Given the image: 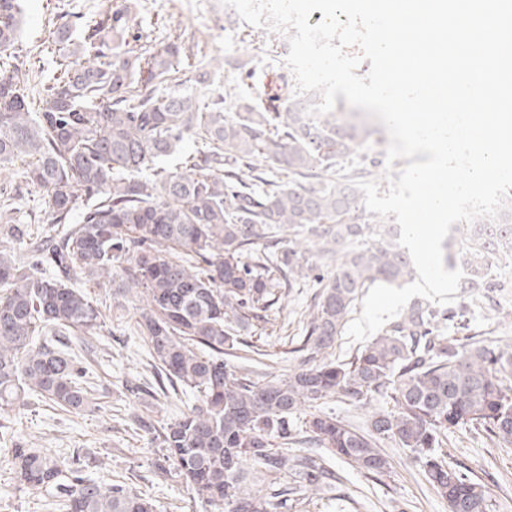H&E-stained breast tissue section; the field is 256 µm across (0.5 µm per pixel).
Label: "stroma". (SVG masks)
<instances>
[{"instance_id":"stroma-1","label":"stroma","mask_w":512,"mask_h":512,"mask_svg":"<svg viewBox=\"0 0 512 512\" xmlns=\"http://www.w3.org/2000/svg\"><path fill=\"white\" fill-rule=\"evenodd\" d=\"M63 0H27L21 48L37 62L38 83L50 81L55 63L46 51L55 37L47 20ZM138 18L154 47L171 36L182 35L187 48L199 62L185 75V87L202 99L224 95L227 81L218 78L223 60H249L252 76L242 91L250 97L264 94L287 72L279 47L286 40L278 34L251 28L234 9L213 8L210 0H137ZM505 288L498 297V310L472 308L470 330L512 346V265L502 267ZM77 287L99 304H111L112 322L89 335L93 351L88 360L97 381L95 405L91 410L64 414L51 403L30 398L27 405L0 412V512H52L51 492L15 487L7 452V439L23 441L56 457L80 456L87 463V475L102 486L124 482L132 492L154 501L157 512H218L203 507L195 490L174 475L159 476L155 463L162 456L157 440L139 429L136 419L144 417L166 422L187 413L195 402L191 391L170 389L130 402L127 386L155 383L147 345L136 327V304L126 299L111 303L108 291L96 282L76 278ZM317 293L312 284L292 289L282 296L266 322L252 328L246 344L232 363L265 378L286 374L304 359L298 348ZM391 470L375 478L344 460L331 457L327 464L336 475L335 487L312 501L292 503L282 512H448L442 499L426 480L410 452L396 442L380 443ZM440 452L452 466L471 468L475 479L485 485L493 503L492 512L512 501V446L492 443L474 425L448 429L441 437Z\"/></svg>"}]
</instances>
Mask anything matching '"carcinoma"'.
Segmentation results:
<instances>
[{
    "instance_id": "1",
    "label": "carcinoma",
    "mask_w": 512,
    "mask_h": 512,
    "mask_svg": "<svg viewBox=\"0 0 512 512\" xmlns=\"http://www.w3.org/2000/svg\"><path fill=\"white\" fill-rule=\"evenodd\" d=\"M24 9L0 0V166L32 158L20 178L45 202L43 234L22 254L7 250L3 238L21 241L26 229L13 182L0 184V411L31 397L72 413L93 405L89 368L66 339L102 328L110 314L74 286L84 275L138 302L156 376L197 393L183 417L147 429L164 450L158 473L176 471L203 502L223 512H275L281 496L302 502L336 480L326 453L383 476L390 464L378 443L390 438L414 454L448 512H491L485 486L436 454L442 432L466 424L512 445V350L449 334L468 307L416 301L349 360L326 357L363 288L412 272L400 233L366 214L352 183L376 160L342 166L365 126L307 115L284 73L266 104L181 91L176 74L193 67L181 37L150 47L129 3L54 13L56 75L35 94L19 49ZM167 80L173 86L159 91ZM187 139L201 148L185 151ZM261 160L288 181L265 178ZM280 229L295 243L275 253L269 236ZM507 259L508 211L462 225L446 257L466 270L474 299L490 304ZM308 281L320 291L302 365L260 381L229 363L254 322ZM336 395L364 405L378 395L391 407L370 411L361 432L318 410ZM306 411L321 452L290 454L291 418ZM11 465L17 486L57 491L59 512H155L123 484L100 486L72 458L17 442ZM270 473L291 483L259 489Z\"/></svg>"
}]
</instances>
